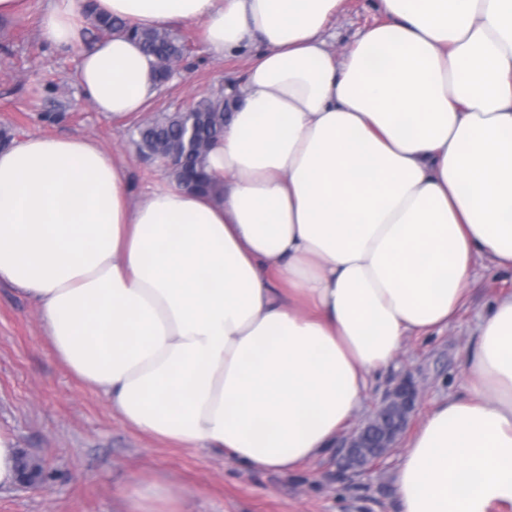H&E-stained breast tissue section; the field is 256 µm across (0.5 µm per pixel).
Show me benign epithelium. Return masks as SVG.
Listing matches in <instances>:
<instances>
[{"instance_id": "obj_1", "label": "benign epithelium", "mask_w": 512, "mask_h": 512, "mask_svg": "<svg viewBox=\"0 0 512 512\" xmlns=\"http://www.w3.org/2000/svg\"><path fill=\"white\" fill-rule=\"evenodd\" d=\"M417 397V386L408 377L388 390L381 405L374 407L373 413L392 412L397 418L396 427L383 438L379 447L372 450L368 449L366 433L361 427L341 438L337 444L343 458L341 472L351 476L362 475L388 458L410 426Z\"/></svg>"}]
</instances>
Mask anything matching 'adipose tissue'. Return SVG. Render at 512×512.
I'll list each match as a JSON object with an SVG mask.
<instances>
[{
	"label": "adipose tissue",
	"instance_id": "adipose-tissue-1",
	"mask_svg": "<svg viewBox=\"0 0 512 512\" xmlns=\"http://www.w3.org/2000/svg\"><path fill=\"white\" fill-rule=\"evenodd\" d=\"M79 3L48 0L45 41L80 52L95 111L139 115L151 58L123 33L87 45ZM381 3L336 55L344 0H96L132 27L201 24L218 58L250 51L207 158L222 200L133 197L78 134L0 150V282L138 432L291 474L335 448L406 336L457 320L476 258L512 270V0ZM464 374L405 445L402 512L512 503V294ZM174 504L138 480L125 507Z\"/></svg>",
	"mask_w": 512,
	"mask_h": 512
}]
</instances>
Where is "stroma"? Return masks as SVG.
I'll return each mask as SVG.
<instances>
[{
    "label": "stroma",
    "instance_id": "35a3bbf8",
    "mask_svg": "<svg viewBox=\"0 0 512 512\" xmlns=\"http://www.w3.org/2000/svg\"><path fill=\"white\" fill-rule=\"evenodd\" d=\"M377 0H345L332 18L330 50H342L379 20ZM47 0H25L19 15L0 17V129L14 138L80 134L126 165L135 194L162 183L166 173L139 156L134 119L94 111L76 81L78 54L59 55L41 35ZM173 32L189 46L181 69L149 100L156 115L186 108L221 85L241 82L248 59H219L200 26ZM512 294V272L479 262L465 307L439 334L406 337L394 366L375 380L360 411L368 416L386 389L403 376L424 388L416 416L444 398L466 392V353L491 303ZM0 431L38 458L50 481L33 492L0 489V512H125L122 495L135 479H160L179 512H401L393 484L400 461L392 454L348 480L333 457L309 461L292 475L244 469L220 451L180 448L126 425L98 391L83 385L57 359L35 302L0 285Z\"/></svg>",
    "mask_w": 512,
    "mask_h": 512
}]
</instances>
